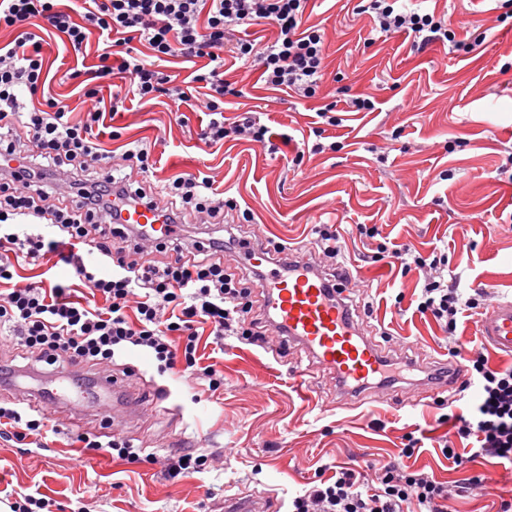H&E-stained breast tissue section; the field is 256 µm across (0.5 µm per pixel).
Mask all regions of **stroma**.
Instances as JSON below:
<instances>
[{
    "mask_svg": "<svg viewBox=\"0 0 512 512\" xmlns=\"http://www.w3.org/2000/svg\"><path fill=\"white\" fill-rule=\"evenodd\" d=\"M356 4L315 0L310 21L327 44L318 97L266 89L241 61L230 68L237 93L224 99L225 118L258 113L268 143L232 136L206 146L197 138L210 121L205 108L131 96L123 112L105 118L100 140L117 156L129 142L152 144L158 181L198 171L214 177L225 199L251 211L241 240L291 242L313 257L314 225H337L363 333L385 327L382 350L426 372L448 359V340L432 316L418 312L419 275L402 274L391 247L441 250L462 287L486 286L497 300H512V183L498 180L512 172V0H436L458 39L472 24L486 27L477 56L439 44L416 53L404 31L371 40L372 21ZM357 96L371 98L374 111H349ZM328 103L339 120L325 129L329 149L306 153L316 112ZM360 224L377 235L359 238ZM198 354L224 373L219 397L164 369L145 349L116 353L112 373L124 380L134 417L107 414L71 384V372L17 368L12 385L0 386V406L35 404L48 390L55 398L35 447L0 440V512L16 491L48 501L49 512H224L233 495H271L279 512H289L295 496L337 467L365 469L411 441L410 470L447 486L479 472L490 477L487 494L449 500L448 512H498L512 499V470L458 467L442 455L447 392H424L417 381L346 400L328 370L274 332L259 348L204 328ZM299 371L306 374L301 383ZM86 432L130 442L139 461L83 451L76 437ZM177 448L206 458L205 469L168 479L162 460Z\"/></svg>",
    "mask_w": 512,
    "mask_h": 512,
    "instance_id": "35a3bbf8",
    "label": "stroma"
}]
</instances>
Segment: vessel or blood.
<instances>
[{"label": "vessel or blood", "instance_id": "b4317fda", "mask_svg": "<svg viewBox=\"0 0 512 512\" xmlns=\"http://www.w3.org/2000/svg\"><path fill=\"white\" fill-rule=\"evenodd\" d=\"M122 221L151 229L159 237L171 233L161 212L147 204L124 211ZM260 288L269 299L271 324L328 369L346 399L361 398L373 390L384 370V354L375 341L360 335L343 302L344 289H330L323 274L295 255L265 272ZM478 332L486 346L512 354V300L488 308L478 321ZM224 508L226 512H277L278 503L271 497L258 502L231 496Z\"/></svg>", "mask_w": 512, "mask_h": 512}]
</instances>
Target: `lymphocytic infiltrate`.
Segmentation results:
<instances>
[{
	"label": "lymphocytic infiltrate",
	"instance_id": "obj_1",
	"mask_svg": "<svg viewBox=\"0 0 512 512\" xmlns=\"http://www.w3.org/2000/svg\"><path fill=\"white\" fill-rule=\"evenodd\" d=\"M309 0H0V28L16 38L0 45V156L19 160L0 168V281L14 277L13 261L34 262L55 256L97 298L90 305L72 296L70 285L28 284L0 294V335L14 339L22 359L51 369L80 364L95 370L111 365L118 348L150 350L166 369L183 364L207 381L210 392L224 388L214 366L197 364L196 326L210 324L214 335L236 332L248 344L265 347L269 330L265 304L252 298L258 270L226 264L235 237L187 241L184 224L201 217L220 224L236 203L207 175L181 174L158 185L148 179L154 167L150 146L133 142L114 163L94 132L102 112L99 92L115 73L126 74L128 90L141 101L161 97L189 106L203 104L211 119L201 134L207 145L230 136L264 142L265 126L251 113L225 122L222 103L233 87L226 77L227 58L254 61L259 78L273 90L289 89L311 98L323 84L325 38L305 20ZM382 34L413 33L414 47L452 44L456 30L447 15L408 4L407 0H366ZM271 25L273 41L256 45L236 38V26ZM58 36L74 51L98 36L104 49L95 65L73 70L92 107L78 120L47 95L43 42ZM195 63L190 79H179L175 61ZM160 208L172 235L159 242L156 257L144 254L140 228L120 221L119 203ZM46 224L47 233L12 230L19 217ZM91 246L108 265L101 273L86 265L80 252ZM402 273L429 270L420 287L417 310L443 324L452 353L461 350L457 318L481 314L489 289L465 294L457 278H445L441 255L411 249L393 252ZM184 336L175 346L172 335ZM478 387L479 396L455 416L443 439L442 454L455 465L467 459L512 465V366L494 368L482 348L472 347L460 391ZM475 439L471 455L456 440ZM412 448L378 462L373 475L344 468L334 481H321L292 502V512H448L452 496L486 488L478 474L447 487L423 472L407 470Z\"/></svg>",
	"mask_w": 512,
	"mask_h": 512
}]
</instances>
